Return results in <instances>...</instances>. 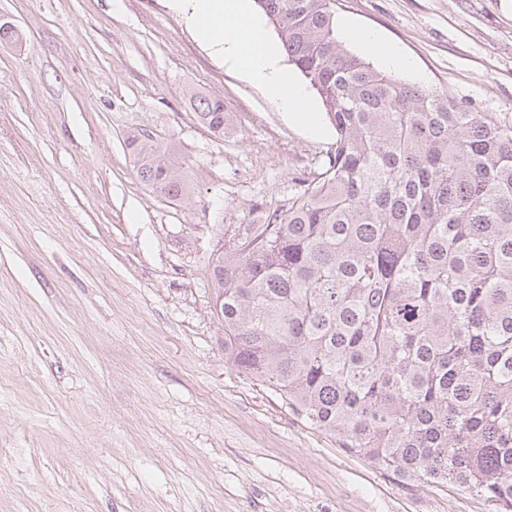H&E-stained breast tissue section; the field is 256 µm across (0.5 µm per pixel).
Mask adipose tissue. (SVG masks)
Listing matches in <instances>:
<instances>
[{"label":"adipose tissue","mask_w":512,"mask_h":512,"mask_svg":"<svg viewBox=\"0 0 512 512\" xmlns=\"http://www.w3.org/2000/svg\"><path fill=\"white\" fill-rule=\"evenodd\" d=\"M172 8L187 21L207 45L241 69L296 121H314L304 88L277 65L276 50L264 36L250 9V0H171Z\"/></svg>","instance_id":"1"}]
</instances>
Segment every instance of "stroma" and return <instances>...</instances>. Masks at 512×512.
Returning <instances> with one entry per match:
<instances>
[{
    "label": "stroma",
    "instance_id": "stroma-1",
    "mask_svg": "<svg viewBox=\"0 0 512 512\" xmlns=\"http://www.w3.org/2000/svg\"><path fill=\"white\" fill-rule=\"evenodd\" d=\"M0 512H490L344 453L224 361L209 262L314 177L291 121L167 0H0ZM406 82L512 121V0H336ZM223 100L215 136L193 97ZM189 185L137 175L129 135ZM351 37L359 41L365 48L377 50L382 62L389 68L408 69L412 66L411 60L393 44H384L375 30L363 29L351 32ZM141 181L165 197L178 200L187 193L183 174L166 161L169 148L158 144L151 135L138 133L127 138Z\"/></svg>",
    "mask_w": 512,
    "mask_h": 512
}]
</instances>
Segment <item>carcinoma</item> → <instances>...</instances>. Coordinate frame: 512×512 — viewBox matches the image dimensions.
Segmentation results:
<instances>
[{
  "instance_id": "obj_1",
  "label": "carcinoma",
  "mask_w": 512,
  "mask_h": 512,
  "mask_svg": "<svg viewBox=\"0 0 512 512\" xmlns=\"http://www.w3.org/2000/svg\"><path fill=\"white\" fill-rule=\"evenodd\" d=\"M335 2L256 0L335 137L288 205L224 231L225 362L346 454L512 512V122L349 52ZM196 108L224 136V102ZM127 142L144 184L187 193L169 148Z\"/></svg>"
}]
</instances>
